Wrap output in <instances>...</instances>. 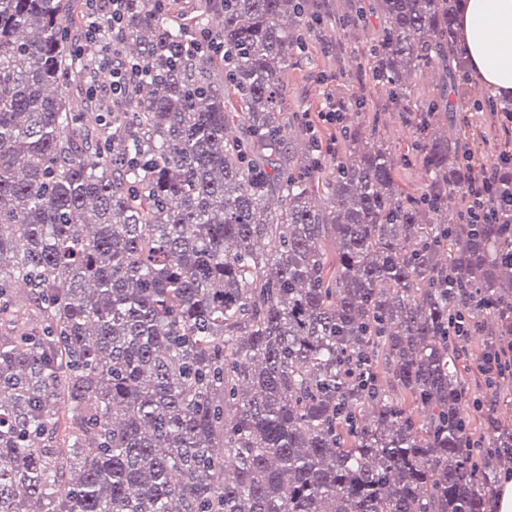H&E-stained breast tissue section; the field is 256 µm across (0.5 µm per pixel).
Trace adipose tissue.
<instances>
[{"mask_svg":"<svg viewBox=\"0 0 512 512\" xmlns=\"http://www.w3.org/2000/svg\"><path fill=\"white\" fill-rule=\"evenodd\" d=\"M457 29L483 87L512 94V0H461Z\"/></svg>","mask_w":512,"mask_h":512,"instance_id":"obj_1","label":"adipose tissue"}]
</instances>
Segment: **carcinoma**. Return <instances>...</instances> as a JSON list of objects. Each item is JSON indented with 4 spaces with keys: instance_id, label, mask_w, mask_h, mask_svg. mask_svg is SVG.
I'll return each mask as SVG.
<instances>
[{
    "instance_id": "1",
    "label": "carcinoma",
    "mask_w": 512,
    "mask_h": 512,
    "mask_svg": "<svg viewBox=\"0 0 512 512\" xmlns=\"http://www.w3.org/2000/svg\"><path fill=\"white\" fill-rule=\"evenodd\" d=\"M223 2L195 23L222 17L232 57L188 68L184 18L129 0L117 48L148 75L77 105L78 0H0V512H486L512 432H479L497 388L450 325L493 341L512 262L461 223L472 140L436 136L432 97L397 113L418 192L377 112L324 171L281 79L333 14ZM368 11L369 89L406 105L461 66L454 0H353L340 28Z\"/></svg>"
}]
</instances>
